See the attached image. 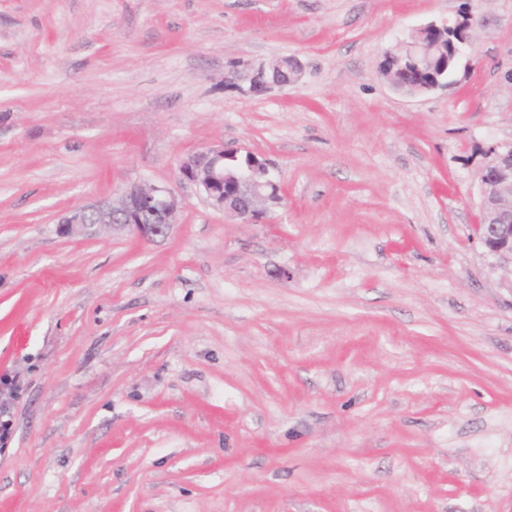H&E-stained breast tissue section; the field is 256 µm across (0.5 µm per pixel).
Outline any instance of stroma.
Wrapping results in <instances>:
<instances>
[{
  "label": "stroma",
  "mask_w": 512,
  "mask_h": 512,
  "mask_svg": "<svg viewBox=\"0 0 512 512\" xmlns=\"http://www.w3.org/2000/svg\"><path fill=\"white\" fill-rule=\"evenodd\" d=\"M464 9L457 83L381 78ZM511 73L512 0H0V512H512V277L474 231ZM219 144L273 166L267 222L180 181ZM133 180L169 238L62 232ZM301 65L296 58L288 57V62L283 64H270L261 66L253 78V89L263 90L271 85L285 86L298 78ZM1 384L4 387V398L3 402H1L0 398V442L7 441L12 434L13 423L8 399H14L21 389L17 376L4 374L0 376V396Z\"/></svg>",
  "instance_id": "stroma-1"
}]
</instances>
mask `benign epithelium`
<instances>
[{"label":"benign epithelium","mask_w":512,"mask_h":512,"mask_svg":"<svg viewBox=\"0 0 512 512\" xmlns=\"http://www.w3.org/2000/svg\"><path fill=\"white\" fill-rule=\"evenodd\" d=\"M476 16L464 12L442 23L430 22L414 34L425 38L432 31L448 33V58L427 83V91L448 87V76L461 61L474 52L472 30ZM301 65L295 58L286 64L260 67L253 78V89L271 85L285 86L298 78ZM239 149L205 147L187 157L180 165L182 179L192 184L204 200L225 214L254 224L270 209L282 204L280 186L271 175L266 159ZM237 160L234 170L224 160ZM481 186L480 224L476 231L482 246L501 266L512 268V143L492 148L479 171ZM180 209V200L169 188L131 182L118 198L103 205L74 208L59 220L68 235L82 233L96 224H108L114 230L128 231L138 238L155 242L168 238Z\"/></svg>","instance_id":"benign-epithelium-1"}]
</instances>
